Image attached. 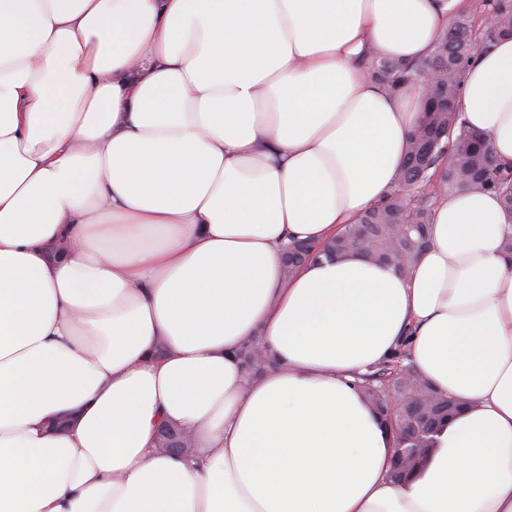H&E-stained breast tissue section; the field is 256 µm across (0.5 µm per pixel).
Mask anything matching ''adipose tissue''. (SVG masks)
Listing matches in <instances>:
<instances>
[{
	"mask_svg": "<svg viewBox=\"0 0 512 512\" xmlns=\"http://www.w3.org/2000/svg\"><path fill=\"white\" fill-rule=\"evenodd\" d=\"M465 4L0 0V512H512L498 196L444 197L405 275L281 263L398 184L423 86L368 52L422 62ZM458 105L512 166V39ZM402 346L467 408L396 483L358 380Z\"/></svg>",
	"mask_w": 512,
	"mask_h": 512,
	"instance_id": "1",
	"label": "adipose tissue"
}]
</instances>
